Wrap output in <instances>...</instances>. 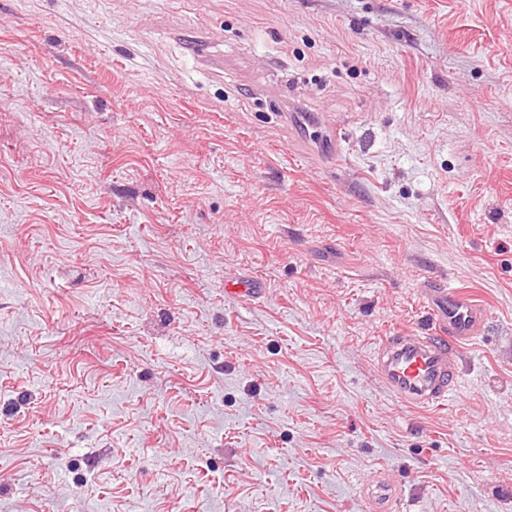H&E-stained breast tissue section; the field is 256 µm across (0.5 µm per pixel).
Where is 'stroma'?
Returning a JSON list of instances; mask_svg holds the SVG:
<instances>
[{
  "mask_svg": "<svg viewBox=\"0 0 512 512\" xmlns=\"http://www.w3.org/2000/svg\"><path fill=\"white\" fill-rule=\"evenodd\" d=\"M448 279L485 333L402 406L377 348ZM378 469L512 512V0H0V512H362ZM227 283L237 287L236 292L245 300H256L262 297L264 288L252 276L240 273L227 278Z\"/></svg>",
  "mask_w": 512,
  "mask_h": 512,
  "instance_id": "stroma-1",
  "label": "stroma"
}]
</instances>
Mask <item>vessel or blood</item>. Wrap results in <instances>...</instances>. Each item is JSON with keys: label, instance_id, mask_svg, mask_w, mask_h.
Listing matches in <instances>:
<instances>
[{"label": "vessel or blood", "instance_id": "b4317fda", "mask_svg": "<svg viewBox=\"0 0 512 512\" xmlns=\"http://www.w3.org/2000/svg\"><path fill=\"white\" fill-rule=\"evenodd\" d=\"M238 295L252 301L264 290L252 276L229 277ZM421 295L439 329V336H414L401 331L385 337L377 352V369L388 390L402 404L419 409L444 406L461 369L460 347L483 332L488 314L476 298L455 286L430 284ZM361 497L367 512H403L404 495L384 470L364 478Z\"/></svg>", "mask_w": 512, "mask_h": 512}]
</instances>
